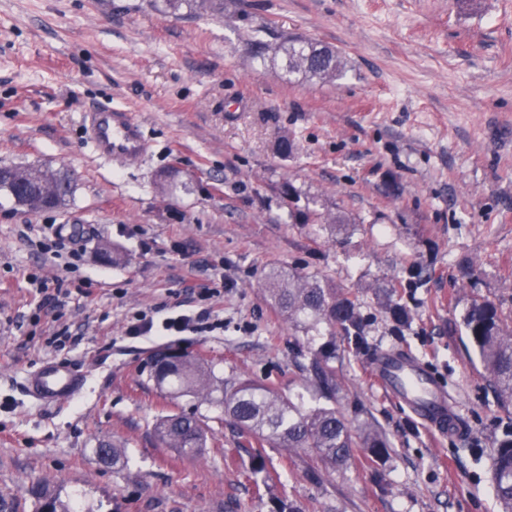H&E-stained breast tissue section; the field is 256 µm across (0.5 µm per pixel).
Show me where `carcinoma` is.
<instances>
[{"label":"carcinoma","mask_w":512,"mask_h":512,"mask_svg":"<svg viewBox=\"0 0 512 512\" xmlns=\"http://www.w3.org/2000/svg\"><path fill=\"white\" fill-rule=\"evenodd\" d=\"M168 8L178 13L221 14L224 0H166ZM279 49L286 57L288 73H301L321 80L333 81L340 75L343 62L336 50L327 45L289 38ZM14 174L26 180H45L49 189L36 186L30 195L18 194L15 181L0 180V192L10 196L18 206L37 212L46 206L65 204L71 193L68 174L59 170L45 171L37 167H11ZM265 291L287 313L288 319L304 330L329 328L331 339L311 351L308 371L324 404L304 409L281 390L259 384L249 378L225 380L215 374L211 364L182 353L171 356L167 349L156 350L151 377L156 385L176 398L191 397L195 411L173 413L161 417L154 427L156 440L187 456H198L207 447L208 416L204 408L217 411L231 422L237 437L256 445L252 452L255 472L265 469L264 445L290 451L311 450L327 471L347 464L354 449L367 448L376 456L387 452L388 443L371 422L352 428L344 413L336 408V336L359 339L361 317L354 300L339 294L321 279L297 271L289 274L271 269L265 274ZM462 324L480 363L500 400L512 404V324L505 323L496 305L488 300H474L463 316ZM491 479L501 512H512V436L497 442ZM31 494L44 500L40 512H57L56 498L41 485L31 487Z\"/></svg>","instance_id":"cac0c4a2"}]
</instances>
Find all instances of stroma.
<instances>
[{"label": "stroma", "mask_w": 512, "mask_h": 512, "mask_svg": "<svg viewBox=\"0 0 512 512\" xmlns=\"http://www.w3.org/2000/svg\"><path fill=\"white\" fill-rule=\"evenodd\" d=\"M274 31L340 51L335 82L288 78L283 58L256 57ZM125 106L150 152L113 166L95 159L81 116ZM294 140L281 156L277 143ZM0 165L66 170L72 193L29 213L0 195V500L38 512L47 484L70 512H498L497 441L512 428L462 326L475 299L512 316V0H224L220 15L174 14L165 0H0ZM291 179L296 203L278 187ZM317 203L342 224H303ZM47 224L74 230L77 273L42 256ZM149 251H142V243ZM83 279L62 307L25 275ZM472 268L463 288L449 285ZM316 274L360 302L363 347L337 337L336 405L389 444L311 479L315 456L265 446L253 471L228 426L201 455L160 447L154 424L194 401L165 398L150 354L182 349L224 377L274 385L317 405L303 374L322 342L291 324L263 290L270 268ZM223 281L218 295L202 293ZM393 298L409 324L386 314ZM209 307L214 332L131 336ZM67 327L65 345L49 344ZM405 350L454 397L463 433L435 436L370 371L374 354ZM53 358L88 373L85 390L47 410L23 393ZM125 450L99 460L100 441Z\"/></svg>", "instance_id": "1"}]
</instances>
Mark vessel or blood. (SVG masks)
Instances as JSON below:
<instances>
[{
	"instance_id": "b4317fda",
	"label": "vessel or blood",
	"mask_w": 512,
	"mask_h": 512,
	"mask_svg": "<svg viewBox=\"0 0 512 512\" xmlns=\"http://www.w3.org/2000/svg\"><path fill=\"white\" fill-rule=\"evenodd\" d=\"M85 124L87 141L102 162L133 164L149 152L142 124L124 106H94L86 112ZM371 366L380 386L424 424L442 435L462 433L463 426L448 393L435 384L415 357L402 350L382 351L372 358ZM85 383L84 371L47 360L27 375L24 389L30 401L51 407L76 397Z\"/></svg>"
}]
</instances>
